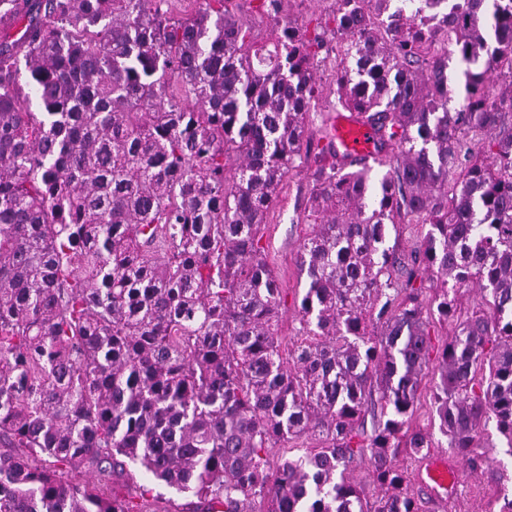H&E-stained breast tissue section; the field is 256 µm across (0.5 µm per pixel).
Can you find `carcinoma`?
Here are the masks:
<instances>
[{
	"instance_id": "1",
	"label": "carcinoma",
	"mask_w": 512,
	"mask_h": 512,
	"mask_svg": "<svg viewBox=\"0 0 512 512\" xmlns=\"http://www.w3.org/2000/svg\"><path fill=\"white\" fill-rule=\"evenodd\" d=\"M399 2L335 0L310 32L259 0L260 43L232 0L180 18L170 0H0L24 26L0 36V512H143L83 476L128 462L200 512H418L397 461L432 447L412 426L432 346L388 245L409 222L430 226L439 317L483 291L437 357L439 430L466 460L491 419L512 446V0ZM332 53L337 105L393 150L382 174L312 147ZM495 73L508 91L489 92ZM310 153L288 360L263 226ZM310 432L325 446L270 477L269 450ZM367 453L372 501L347 477Z\"/></svg>"
}]
</instances>
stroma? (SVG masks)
<instances>
[{"label": "stroma", "instance_id": "stroma-1", "mask_svg": "<svg viewBox=\"0 0 512 512\" xmlns=\"http://www.w3.org/2000/svg\"><path fill=\"white\" fill-rule=\"evenodd\" d=\"M318 93L312 103L309 131L320 136L324 120L332 117L336 103V76L332 62L322 63L316 74ZM312 188L310 170L288 174L282 192L271 206L263 230L267 246V263L286 293L287 303L277 328L282 353H289L296 346L299 321L293 305L295 298L304 293L305 278L296 265V254L307 228L306 201ZM416 285L421 288L423 312L430 323V337L435 350L442 348L456 331L455 320L439 318L434 297L436 294L428 275L417 271ZM439 381L437 362H430L422 381L421 393L416 403L414 423L432 437L430 448L414 456H401L405 485L414 494L420 512H500L504 497L512 498V447L498 433L495 423H488L478 441L483 451L492 452L496 459L493 466L469 463L455 455L443 436L434 417L430 390ZM452 459L461 472L456 493L431 495L423 481L424 465L428 458Z\"/></svg>", "mask_w": 512, "mask_h": 512}]
</instances>
